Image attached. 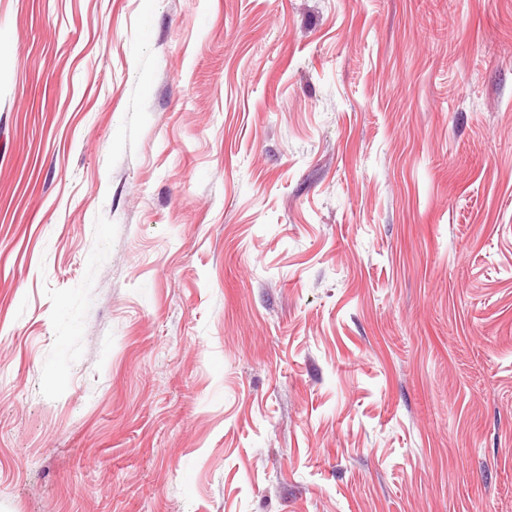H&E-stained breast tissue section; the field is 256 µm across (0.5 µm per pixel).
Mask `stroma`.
I'll list each match as a JSON object with an SVG mask.
<instances>
[{
	"instance_id": "35a3bbf8",
	"label": "stroma",
	"mask_w": 512,
	"mask_h": 512,
	"mask_svg": "<svg viewBox=\"0 0 512 512\" xmlns=\"http://www.w3.org/2000/svg\"><path fill=\"white\" fill-rule=\"evenodd\" d=\"M0 512H512V0H0Z\"/></svg>"
}]
</instances>
